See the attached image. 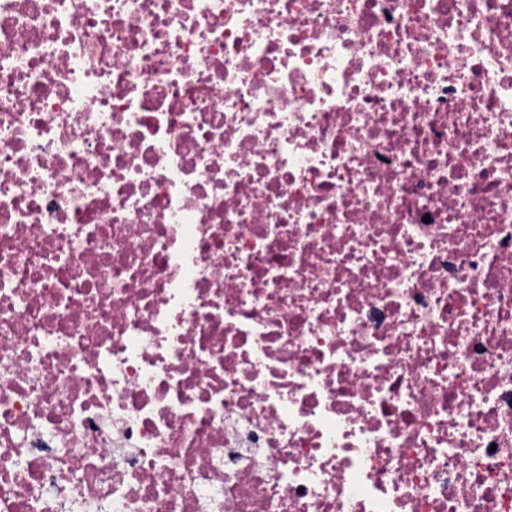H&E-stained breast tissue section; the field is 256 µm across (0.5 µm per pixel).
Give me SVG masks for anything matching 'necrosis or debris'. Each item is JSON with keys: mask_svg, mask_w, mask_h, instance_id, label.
Segmentation results:
<instances>
[{"mask_svg": "<svg viewBox=\"0 0 512 512\" xmlns=\"http://www.w3.org/2000/svg\"><path fill=\"white\" fill-rule=\"evenodd\" d=\"M0 512H512V0H0Z\"/></svg>", "mask_w": 512, "mask_h": 512, "instance_id": "obj_1", "label": "necrosis or debris"}]
</instances>
